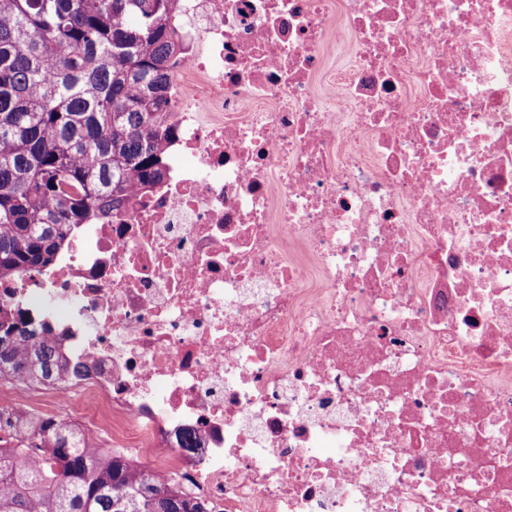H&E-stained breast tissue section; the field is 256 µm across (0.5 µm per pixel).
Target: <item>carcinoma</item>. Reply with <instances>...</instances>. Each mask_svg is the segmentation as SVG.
Segmentation results:
<instances>
[{"mask_svg": "<svg viewBox=\"0 0 512 512\" xmlns=\"http://www.w3.org/2000/svg\"><path fill=\"white\" fill-rule=\"evenodd\" d=\"M177 0H0V277L51 264L66 231L123 208L164 175V95ZM0 314V374L66 365ZM30 439L37 468L0 450V512H205L161 476L84 443L60 418Z\"/></svg>", "mask_w": 512, "mask_h": 512, "instance_id": "1", "label": "carcinoma"}]
</instances>
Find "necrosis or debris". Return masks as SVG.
<instances>
[{
    "mask_svg": "<svg viewBox=\"0 0 512 512\" xmlns=\"http://www.w3.org/2000/svg\"><path fill=\"white\" fill-rule=\"evenodd\" d=\"M171 23L163 180L0 278L86 369L0 376V446L65 414L207 512H512V0ZM332 38L334 43L328 47L327 51L328 67H335L337 70L350 66L353 60L350 33L340 18H336Z\"/></svg>",
    "mask_w": 512,
    "mask_h": 512,
    "instance_id": "1",
    "label": "necrosis or debris"
}]
</instances>
